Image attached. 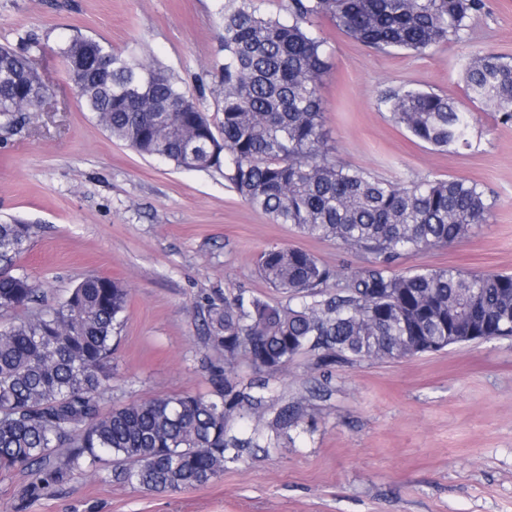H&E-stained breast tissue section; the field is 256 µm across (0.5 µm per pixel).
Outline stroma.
<instances>
[{"label":"stroma","mask_w":512,"mask_h":512,"mask_svg":"<svg viewBox=\"0 0 512 512\" xmlns=\"http://www.w3.org/2000/svg\"><path fill=\"white\" fill-rule=\"evenodd\" d=\"M223 3L0 0V44L38 34V68L53 90L37 120L0 130V223L32 225L16 269L43 283V307L91 273L127 288L108 408L211 391L210 368L224 355L202 334L201 308L241 290L283 301L258 273L265 249L300 247L344 272L362 263L336 241L269 223L217 172L140 156L82 110L56 52L62 38L79 33L136 52L193 88L211 82L224 60ZM486 3L460 37L421 53L374 49L330 18L315 22L331 56L323 128L338 161L393 181L472 179L495 200L468 239L410 254L402 272H512V124L475 110L472 148L440 154L378 105L386 90L417 87L471 109L461 77L467 58L483 50L512 59V0ZM236 366L238 384L269 390L264 412L235 420V433L268 429L276 408L297 400L303 417L292 442L251 449L220 478L165 493L111 480L112 459L36 499L25 495L30 475L0 473V512H512L511 339L339 364L327 375L312 352L274 372L241 359Z\"/></svg>","instance_id":"35a3bbf8"}]
</instances>
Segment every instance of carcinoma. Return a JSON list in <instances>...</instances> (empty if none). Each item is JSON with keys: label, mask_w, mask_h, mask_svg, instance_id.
I'll list each match as a JSON object with an SVG mask.
<instances>
[{"label": "carcinoma", "mask_w": 512, "mask_h": 512, "mask_svg": "<svg viewBox=\"0 0 512 512\" xmlns=\"http://www.w3.org/2000/svg\"><path fill=\"white\" fill-rule=\"evenodd\" d=\"M258 0H224V62L213 73L220 125L164 67L133 52L73 35L58 45L85 111L118 142L178 169L218 171L272 224L330 239L362 256L345 274L297 247L261 252V278L287 297L271 303L237 294L208 302V343L224 352L210 368L209 396L173 394L103 410L112 385L114 334L128 292L87 275L57 306L29 305L43 284L13 272L32 226L0 224V471L35 476L41 496L106 456L124 462L115 480L162 493L224 474L245 448H274L298 427L299 408L276 412L272 433L229 434L235 410L262 397L231 381L233 361L277 370L305 351L328 373L338 363L399 360L451 345L512 337V275L455 267L398 273L404 256L448 247L489 220L493 202L467 179L403 182L338 163L323 129L320 85L330 69L327 41L312 19L368 46L423 51L460 36L485 0H290L289 19L269 17ZM38 37L0 46V127L38 117L51 92L33 58ZM109 57L104 72L96 61ZM470 102L512 123V61L475 52L463 70ZM390 120L439 152L472 148L475 116L445 94L415 87L383 92ZM19 309L27 310L16 316Z\"/></svg>", "instance_id": "1"}]
</instances>
